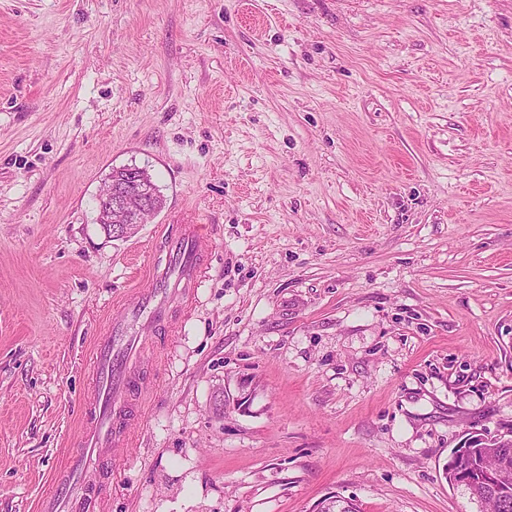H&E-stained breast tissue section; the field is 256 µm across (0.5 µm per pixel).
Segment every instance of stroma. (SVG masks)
I'll use <instances>...</instances> for the list:
<instances>
[{
  "label": "stroma",
  "mask_w": 512,
  "mask_h": 512,
  "mask_svg": "<svg viewBox=\"0 0 512 512\" xmlns=\"http://www.w3.org/2000/svg\"><path fill=\"white\" fill-rule=\"evenodd\" d=\"M132 163L166 204L115 239ZM170 224L212 255L106 512H480L445 468L512 433V0H0V512Z\"/></svg>",
  "instance_id": "obj_1"
}]
</instances>
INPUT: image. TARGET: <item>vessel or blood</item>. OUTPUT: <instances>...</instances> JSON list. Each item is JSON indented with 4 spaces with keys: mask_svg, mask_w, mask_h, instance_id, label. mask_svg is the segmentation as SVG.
I'll list each match as a JSON object with an SVG mask.
<instances>
[{
    "mask_svg": "<svg viewBox=\"0 0 512 512\" xmlns=\"http://www.w3.org/2000/svg\"><path fill=\"white\" fill-rule=\"evenodd\" d=\"M170 264L153 269L135 289L125 316L107 325L94 345L93 382L77 448L71 449L54 493L41 512H102L98 484L105 478L109 450L127 445L144 411L147 387L139 364L148 341L175 330L170 304L192 305L204 278L211 241L202 225L181 224L166 231Z\"/></svg>",
    "mask_w": 512,
    "mask_h": 512,
    "instance_id": "b4317fda",
    "label": "vessel or blood"
}]
</instances>
